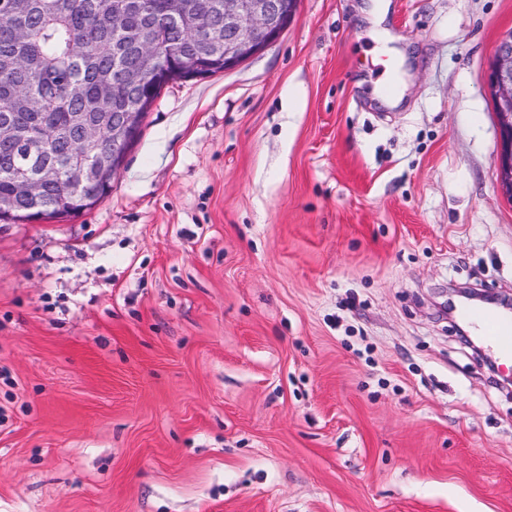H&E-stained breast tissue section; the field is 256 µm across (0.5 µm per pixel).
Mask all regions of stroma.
Listing matches in <instances>:
<instances>
[{
  "mask_svg": "<svg viewBox=\"0 0 512 512\" xmlns=\"http://www.w3.org/2000/svg\"><path fill=\"white\" fill-rule=\"evenodd\" d=\"M299 0L165 86L111 193L0 222V512H512L488 75L512 0ZM458 317L477 331V336L501 362H512V318L482 307H462Z\"/></svg>",
  "mask_w": 512,
  "mask_h": 512,
  "instance_id": "obj_1",
  "label": "stroma"
}]
</instances>
